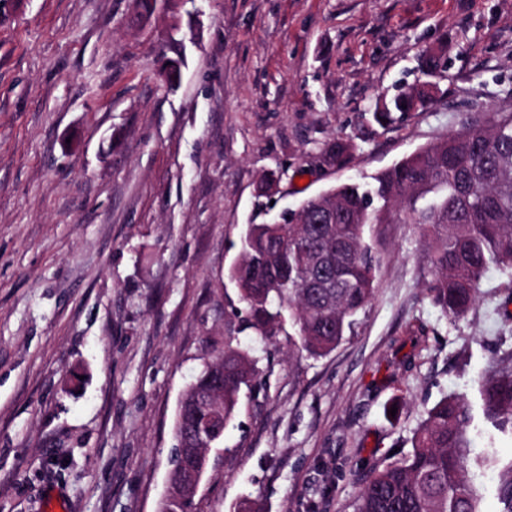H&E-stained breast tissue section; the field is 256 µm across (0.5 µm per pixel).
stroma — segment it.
<instances>
[{
  "label": "stroma",
  "mask_w": 512,
  "mask_h": 512,
  "mask_svg": "<svg viewBox=\"0 0 512 512\" xmlns=\"http://www.w3.org/2000/svg\"><path fill=\"white\" fill-rule=\"evenodd\" d=\"M440 47L434 105L377 124ZM163 55L182 58L176 89ZM494 112H512V0H170L145 27L132 0H22L0 22V512H156L181 396L228 342L262 385L196 512H354L447 395L488 459L479 512H500L512 431L479 385L512 363V275L490 270L449 321L418 225H368L375 296L321 357L243 329L229 278L245 224ZM339 137L355 150L336 169Z\"/></svg>",
  "instance_id": "35a3bbf8"
}]
</instances>
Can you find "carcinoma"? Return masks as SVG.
Here are the masks:
<instances>
[{"mask_svg":"<svg viewBox=\"0 0 512 512\" xmlns=\"http://www.w3.org/2000/svg\"><path fill=\"white\" fill-rule=\"evenodd\" d=\"M157 0H135V19L154 17ZM439 59L419 56L420 80L373 113L381 123L423 111L432 98L425 79ZM351 144L336 141L328 153L339 165ZM328 202L303 199L296 210L266 224H248L230 268L247 325L277 336L288 316L290 344L321 355L343 342L375 291L376 261L365 242L369 224L420 226L430 248L432 303L449 320L475 304L486 272H512V113H495L480 125L419 147L371 183L341 182L325 190ZM256 361L226 345L187 390L175 421L172 466L194 464L193 438L214 410L224 425L236 417L240 393L258 381ZM487 415L512 427V367H490L482 378ZM471 417L463 398L446 396L426 411L402 458L372 469L355 512H478L469 476Z\"/></svg>","mask_w":512,"mask_h":512,"instance_id":"1","label":"carcinoma"}]
</instances>
